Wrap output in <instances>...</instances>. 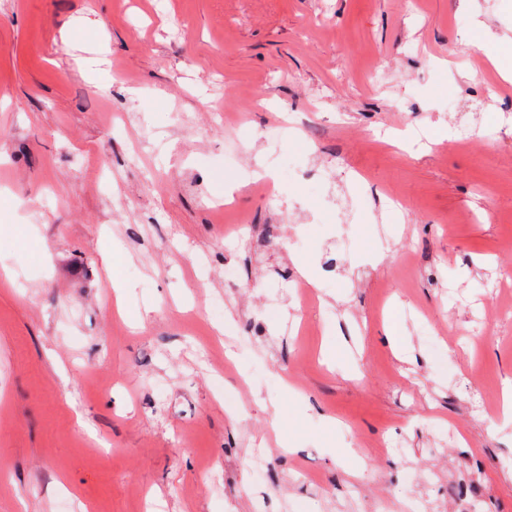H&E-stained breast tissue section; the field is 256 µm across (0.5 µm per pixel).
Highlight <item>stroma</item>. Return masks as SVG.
Returning a JSON list of instances; mask_svg holds the SVG:
<instances>
[{"instance_id": "obj_1", "label": "stroma", "mask_w": 512, "mask_h": 512, "mask_svg": "<svg viewBox=\"0 0 512 512\" xmlns=\"http://www.w3.org/2000/svg\"><path fill=\"white\" fill-rule=\"evenodd\" d=\"M493 55L512 0H0V512H512Z\"/></svg>"}]
</instances>
